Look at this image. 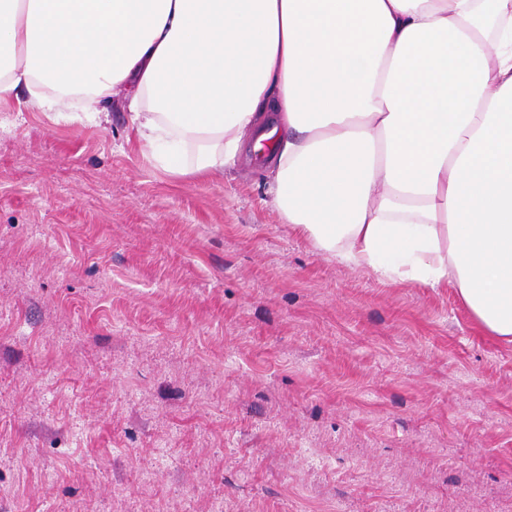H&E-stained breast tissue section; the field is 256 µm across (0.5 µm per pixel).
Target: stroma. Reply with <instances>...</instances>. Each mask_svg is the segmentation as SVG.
<instances>
[{"label":"stroma","mask_w":512,"mask_h":512,"mask_svg":"<svg viewBox=\"0 0 512 512\" xmlns=\"http://www.w3.org/2000/svg\"><path fill=\"white\" fill-rule=\"evenodd\" d=\"M0 512H512V343L267 168L156 169L122 98L2 106Z\"/></svg>","instance_id":"35a3bbf8"}]
</instances>
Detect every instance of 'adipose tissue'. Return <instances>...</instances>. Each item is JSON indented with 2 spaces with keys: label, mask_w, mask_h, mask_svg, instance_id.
<instances>
[{
  "label": "adipose tissue",
  "mask_w": 512,
  "mask_h": 512,
  "mask_svg": "<svg viewBox=\"0 0 512 512\" xmlns=\"http://www.w3.org/2000/svg\"><path fill=\"white\" fill-rule=\"evenodd\" d=\"M178 177L246 138L284 223L512 342V0H0V106L104 113Z\"/></svg>",
  "instance_id": "1"
}]
</instances>
